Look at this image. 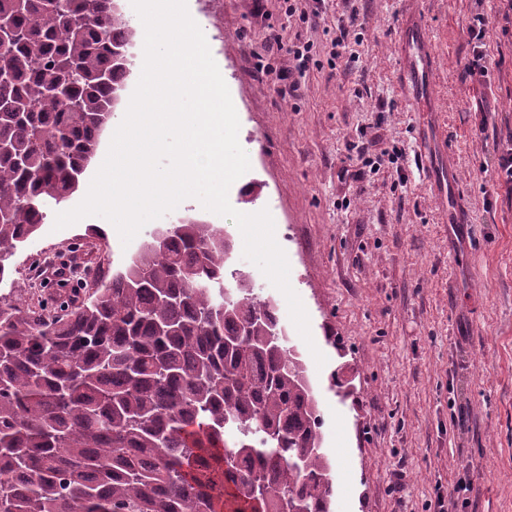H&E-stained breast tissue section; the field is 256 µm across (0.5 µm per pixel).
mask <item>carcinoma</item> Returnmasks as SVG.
Masks as SVG:
<instances>
[{
  "label": "carcinoma",
  "mask_w": 512,
  "mask_h": 512,
  "mask_svg": "<svg viewBox=\"0 0 512 512\" xmlns=\"http://www.w3.org/2000/svg\"><path fill=\"white\" fill-rule=\"evenodd\" d=\"M0 20L2 281L95 158L136 27L117 0H0ZM160 230L56 313L0 301V512H331L317 395L275 305L224 228Z\"/></svg>",
  "instance_id": "cac0c4a2"
}]
</instances>
